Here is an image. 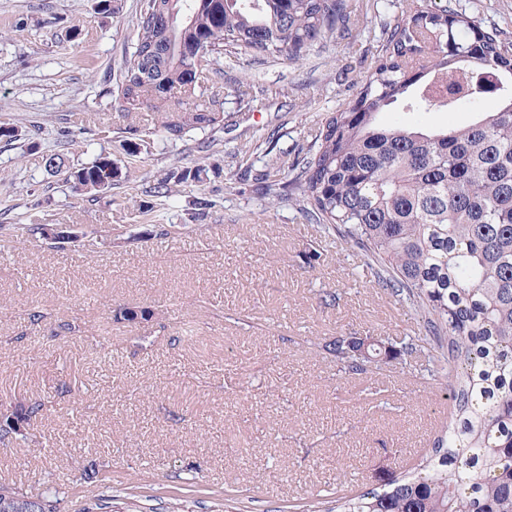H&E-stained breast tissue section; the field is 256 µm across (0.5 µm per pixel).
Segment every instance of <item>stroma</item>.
Returning a JSON list of instances; mask_svg holds the SVG:
<instances>
[{
    "label": "stroma",
    "instance_id": "1",
    "mask_svg": "<svg viewBox=\"0 0 512 512\" xmlns=\"http://www.w3.org/2000/svg\"><path fill=\"white\" fill-rule=\"evenodd\" d=\"M141 3L106 16L93 0H0V125L18 130L0 142V405L46 403L34 442L0 443V484L55 490L62 512L101 494L81 477L91 462L112 476L115 512H327L336 493L382 491L451 418L423 319L300 196L271 204L250 172L293 162L349 108L407 0H354L352 33L296 62L221 55L223 122L173 145L151 135L154 112L113 107ZM456 4L512 37V0ZM103 151L123 176L91 201L44 167ZM179 162L201 163L204 182L162 203L151 177ZM204 195L199 236L187 225ZM16 224H74L82 238L51 249ZM126 224L146 237L121 238ZM158 224L171 234L153 236ZM123 307L152 317L121 320ZM337 336L416 352L351 376L323 349Z\"/></svg>",
    "mask_w": 512,
    "mask_h": 512
}]
</instances>
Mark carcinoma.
<instances>
[{"label": "carcinoma", "mask_w": 512, "mask_h": 512, "mask_svg": "<svg viewBox=\"0 0 512 512\" xmlns=\"http://www.w3.org/2000/svg\"><path fill=\"white\" fill-rule=\"evenodd\" d=\"M157 14L175 16L170 30ZM356 25L352 0H145L136 40L120 73L118 112L158 113L157 132L182 141L222 121L224 91L211 84L212 58L244 52L297 61L313 45ZM212 44L205 64L199 47ZM493 93L489 112L475 104ZM475 108L460 127L387 125L380 115ZM296 175L256 174L276 202L299 191L310 220L336 231L365 257L395 295L424 316L440 350L431 376L448 385L454 411L416 471L382 492L336 497V512H512V40L459 12L455 0L435 9L411 0L386 26L385 44L351 107L326 119L315 150L292 163ZM199 165L157 175L149 193L169 200L176 188L204 181ZM122 178L99 154L67 173L77 196L112 188ZM380 341L371 356L413 352ZM349 374L366 372L347 338L325 344ZM24 426L45 402L0 410V441L28 440ZM58 498L0 485V512H57Z\"/></svg>", "instance_id": "obj_1"}]
</instances>
